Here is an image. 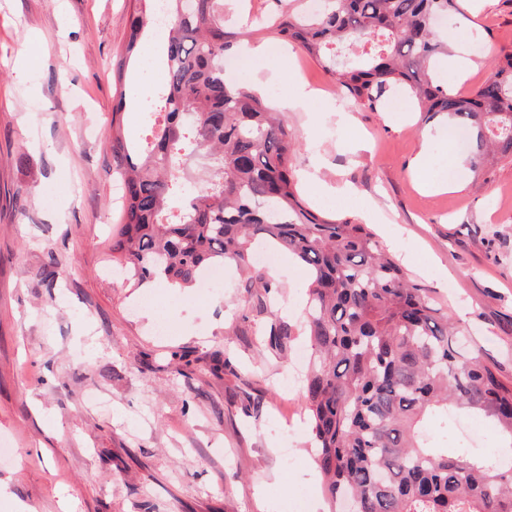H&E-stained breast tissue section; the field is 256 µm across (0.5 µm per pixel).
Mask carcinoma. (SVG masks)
<instances>
[{
  "instance_id": "carcinoma-1",
  "label": "carcinoma",
  "mask_w": 512,
  "mask_h": 512,
  "mask_svg": "<svg viewBox=\"0 0 512 512\" xmlns=\"http://www.w3.org/2000/svg\"><path fill=\"white\" fill-rule=\"evenodd\" d=\"M131 2L129 40L112 63L120 84L156 27V0ZM289 2L274 21L278 36L325 60L352 101L374 109L402 88L427 118L468 129L473 168L488 154L512 159V49L470 94L450 91L432 70L448 55L436 21L457 13L460 0H324L315 14ZM168 10L154 140H128L125 96L113 107L111 153L125 203L112 259L137 285L162 278L179 287L207 266L233 264L268 295L275 284L255 269L254 243L292 255L310 274L304 330L313 357L303 394L331 512L348 502L354 512H512L511 467L436 448L425 426L466 409L512 438V379L480 351L466 354L448 307L411 281L365 225L305 206L292 175L296 131L252 88L224 81L237 38L224 0H168ZM353 48L365 62L344 60ZM199 152L210 155L209 175L170 215L169 195ZM288 335L287 324L271 322L269 347Z\"/></svg>"
}]
</instances>
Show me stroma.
I'll return each mask as SVG.
<instances>
[{
	"instance_id": "stroma-1",
	"label": "stroma",
	"mask_w": 512,
	"mask_h": 512,
	"mask_svg": "<svg viewBox=\"0 0 512 512\" xmlns=\"http://www.w3.org/2000/svg\"><path fill=\"white\" fill-rule=\"evenodd\" d=\"M282 8L224 0L225 18L248 15L253 47L279 44L272 20ZM460 8L442 28L470 75L446 79L467 94L512 47V0ZM131 9L130 0H0V442L12 450L0 463V512H262L265 501L290 512L303 490L310 512H327L307 402L288 383L309 348L307 270L278 254L265 269L279 286L270 298L229 264L223 284L203 293L131 287L112 262V106L165 81L156 65L116 86ZM279 46L282 67L249 83L273 105L293 83L315 95V111L283 115L300 139V198L358 224L352 206L320 200L312 186L350 182L378 199L387 221L371 230L382 246L512 376V160L448 169V149H471L466 130L336 104L322 61ZM427 135L437 146L427 177L451 176L459 190H422L414 165ZM53 259L60 276L50 283ZM274 317L291 330L278 350L263 336Z\"/></svg>"
}]
</instances>
